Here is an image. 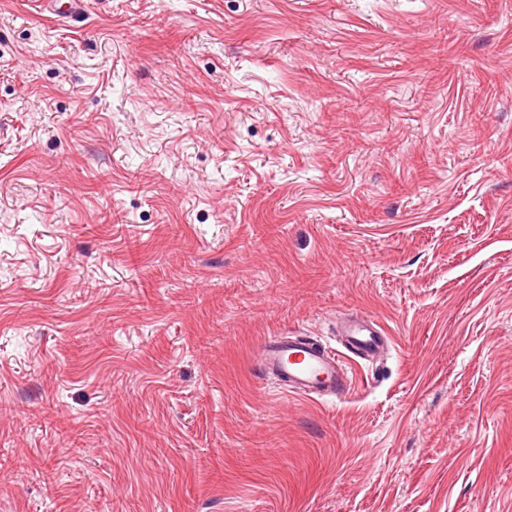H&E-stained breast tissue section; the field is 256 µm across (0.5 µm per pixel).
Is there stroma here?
<instances>
[{
  "label": "stroma",
  "instance_id": "1",
  "mask_svg": "<svg viewBox=\"0 0 512 512\" xmlns=\"http://www.w3.org/2000/svg\"><path fill=\"white\" fill-rule=\"evenodd\" d=\"M0 512H512V0H0ZM28 3L39 12L63 18L78 17L83 8V0H31ZM373 320H351L344 325L345 348L356 356L375 355L379 352L384 336ZM260 359L268 379L284 382L299 396L339 397L350 385V375L339 355L319 342L272 336L262 344Z\"/></svg>",
  "mask_w": 512,
  "mask_h": 512
}]
</instances>
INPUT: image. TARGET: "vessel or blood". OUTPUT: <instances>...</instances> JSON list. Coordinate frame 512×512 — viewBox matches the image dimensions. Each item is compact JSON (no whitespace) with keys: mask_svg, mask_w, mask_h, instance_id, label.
<instances>
[{"mask_svg":"<svg viewBox=\"0 0 512 512\" xmlns=\"http://www.w3.org/2000/svg\"><path fill=\"white\" fill-rule=\"evenodd\" d=\"M37 11L63 18L79 16L83 0H30ZM345 348L356 356L377 354L383 336L377 323L352 320L343 329ZM261 367L273 382L285 383L292 393L311 397H338L350 385V375L338 354L321 343L298 337L273 336L260 349Z\"/></svg>","mask_w":512,"mask_h":512,"instance_id":"vessel-or-blood-1","label":"vessel or blood"}]
</instances>
